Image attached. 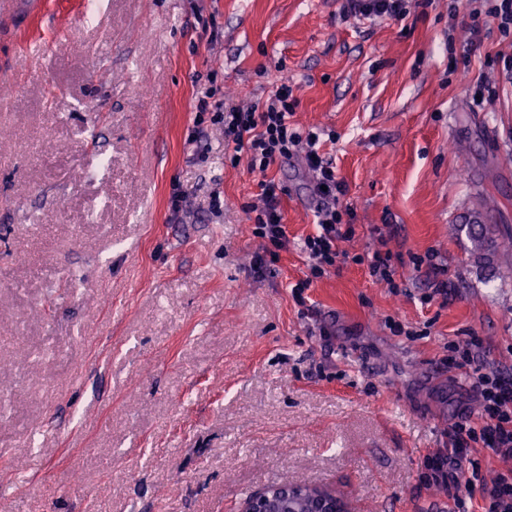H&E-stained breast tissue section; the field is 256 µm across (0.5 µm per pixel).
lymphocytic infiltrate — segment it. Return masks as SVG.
Segmentation results:
<instances>
[{"label": "lymphocytic infiltrate", "mask_w": 512, "mask_h": 512, "mask_svg": "<svg viewBox=\"0 0 512 512\" xmlns=\"http://www.w3.org/2000/svg\"><path fill=\"white\" fill-rule=\"evenodd\" d=\"M417 3L418 0H345L343 11L360 21L401 20ZM462 13L469 17L473 33H480L483 25L495 24L502 43L512 48V0H448L449 18ZM298 106L292 86L284 82L265 101L245 109L226 107L216 111L214 119L224 126L225 159L234 167L247 164L251 172L261 177V202L247 207L253 236L266 244L264 253L255 257L254 270L277 261L288 240L281 210L287 189L268 177V169L277 161L298 156L313 175L315 230L304 237L302 246L311 275L291 289L293 300L301 305L313 280L346 258L342 244L352 228L351 209L343 202L347 185L322 152L326 133L296 124L293 117ZM481 354L482 345L476 339L448 346L449 366L468 370L469 392L479 406L475 413L466 409L458 412L448 432L447 447L426 461L429 478L450 491L448 512H471V490L477 483L482 486L481 512H512V378L483 364ZM477 444L491 449L507 463L506 469L491 480H483L479 469L468 472L463 468Z\"/></svg>", "instance_id": "1"}]
</instances>
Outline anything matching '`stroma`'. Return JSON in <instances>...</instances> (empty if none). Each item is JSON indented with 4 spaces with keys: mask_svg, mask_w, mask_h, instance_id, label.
<instances>
[{
    "mask_svg": "<svg viewBox=\"0 0 512 512\" xmlns=\"http://www.w3.org/2000/svg\"><path fill=\"white\" fill-rule=\"evenodd\" d=\"M343 0H44L0 19V497L12 512H237L275 484L344 493L358 512H448L422 464L477 410L449 341L480 339L512 375V264L475 262L472 212L512 235V80L496 29L448 0L355 26ZM288 79L297 123L352 210L348 257L308 288L314 230L300 159L268 171L288 248L262 249L259 178L224 161L199 100L264 101ZM496 99L478 102V79ZM204 129L200 142L195 130ZM186 194L173 214L174 189ZM224 206L214 210V199ZM396 292L355 255L378 238ZM436 252L431 304L411 258ZM403 327L394 333L386 324ZM21 338H11L15 325ZM438 254L434 252H426L424 256H413V265L417 271H421L425 265V275L431 284V293L424 294L420 297L421 303L429 304L434 300L436 295L443 297L448 295L450 290L448 278V268L441 262H437ZM442 277V278H441Z\"/></svg>",
    "mask_w": 512,
    "mask_h": 512,
    "instance_id": "35a3bbf8",
    "label": "stroma"
}]
</instances>
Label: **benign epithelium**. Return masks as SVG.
Masks as SVG:
<instances>
[{
    "label": "benign epithelium",
    "mask_w": 512,
    "mask_h": 512,
    "mask_svg": "<svg viewBox=\"0 0 512 512\" xmlns=\"http://www.w3.org/2000/svg\"><path fill=\"white\" fill-rule=\"evenodd\" d=\"M305 501L304 512H348V506L330 491L296 485H272L247 497L239 512H299L292 505L295 497Z\"/></svg>",
    "instance_id": "obj_1"
}]
</instances>
